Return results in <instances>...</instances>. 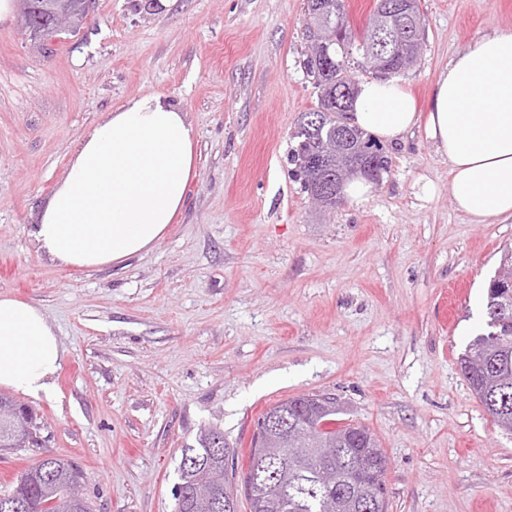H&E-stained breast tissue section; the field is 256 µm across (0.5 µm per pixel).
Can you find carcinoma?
<instances>
[{
  "label": "carcinoma",
  "instance_id": "obj_1",
  "mask_svg": "<svg viewBox=\"0 0 512 512\" xmlns=\"http://www.w3.org/2000/svg\"><path fill=\"white\" fill-rule=\"evenodd\" d=\"M85 0H31L27 18L54 24V12L67 3L81 8ZM306 29L327 27L329 46L313 49L305 68L318 89V106L305 112L292 133L295 144L289 159L302 187L311 197L336 196V149L372 168H390L383 147L373 136L358 131L343 136L344 113L336 109V92L356 86L353 54L362 57L361 70L371 68V27L355 34L348 22L345 2L337 10L326 0H307ZM415 63L406 52L388 62L387 74L405 72ZM487 332L476 335L459 357L460 370L471 391L500 430L512 435V247L502 250L499 269L488 282L485 304ZM288 412V442L298 454L288 464L269 466L277 447L258 421L251 442L246 473L229 472L237 456L217 428L200 431L197 446L182 449L180 483L176 487L177 512H226L225 502H237L243 491L250 512H362L358 493L350 488L353 460L368 465L365 483L372 497L371 512H387L385 477L388 460L374 434L365 426L336 419L339 409L329 395L302 394L278 402L268 412ZM33 411L0 394V452L8 453L40 444ZM82 481L72 462L47 455L16 480L0 486V512H93L88 499L69 498L71 485Z\"/></svg>",
  "mask_w": 512,
  "mask_h": 512
}]
</instances>
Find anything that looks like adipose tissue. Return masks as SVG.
Listing matches in <instances>:
<instances>
[{
    "label": "adipose tissue",
    "mask_w": 512,
    "mask_h": 512,
    "mask_svg": "<svg viewBox=\"0 0 512 512\" xmlns=\"http://www.w3.org/2000/svg\"><path fill=\"white\" fill-rule=\"evenodd\" d=\"M346 120L391 143L424 125L448 161L457 210L476 224L512 218V32L458 52L425 108L399 80L359 83ZM196 143L178 103L156 93L129 98L81 137L30 235L52 259L86 270L151 250L186 205ZM61 355L40 307L0 296V386L51 396Z\"/></svg>",
    "instance_id": "adipose-tissue-1"
}]
</instances>
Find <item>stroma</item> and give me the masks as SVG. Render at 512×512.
<instances>
[{"label": "stroma", "mask_w": 512, "mask_h": 512, "mask_svg": "<svg viewBox=\"0 0 512 512\" xmlns=\"http://www.w3.org/2000/svg\"><path fill=\"white\" fill-rule=\"evenodd\" d=\"M306 0H95L86 27L41 45L0 26V294L42 308L64 354L52 396L13 392L44 454L75 461L96 512H175L185 446L215 427L246 468L261 414L311 392L369 427L388 512H512V436L461 373L486 329L485 288L512 219L471 223L423 127L385 144L367 201L324 210L288 149L318 106L304 69ZM424 45L401 79L426 104L448 61L512 31V0H420ZM187 112L198 174L149 252L66 267L28 231L81 136L126 100ZM433 182L436 195L421 194Z\"/></svg>", "instance_id": "stroma-1"}]
</instances>
